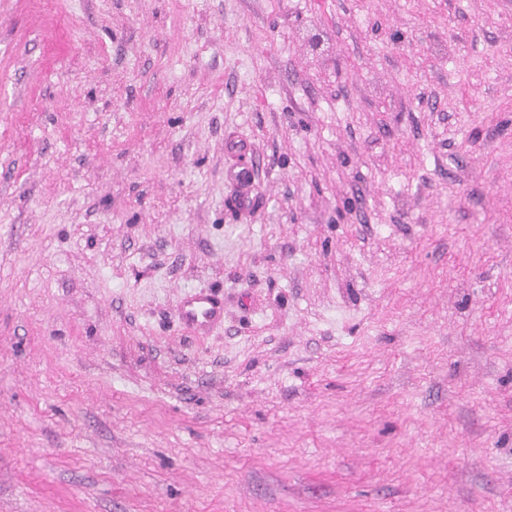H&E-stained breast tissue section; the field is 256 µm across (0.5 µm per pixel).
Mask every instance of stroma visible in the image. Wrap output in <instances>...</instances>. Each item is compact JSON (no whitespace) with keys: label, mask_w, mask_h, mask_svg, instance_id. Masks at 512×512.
Masks as SVG:
<instances>
[{"label":"stroma","mask_w":512,"mask_h":512,"mask_svg":"<svg viewBox=\"0 0 512 512\" xmlns=\"http://www.w3.org/2000/svg\"><path fill=\"white\" fill-rule=\"evenodd\" d=\"M0 512H512V0H0ZM257 162L251 159L248 163L238 166L231 174L230 180L238 188L235 205L239 210H248L252 206L249 188L254 182ZM223 314L220 303L209 294H198L185 301L180 307L181 318L200 328L219 322Z\"/></svg>","instance_id":"stroma-1"}]
</instances>
